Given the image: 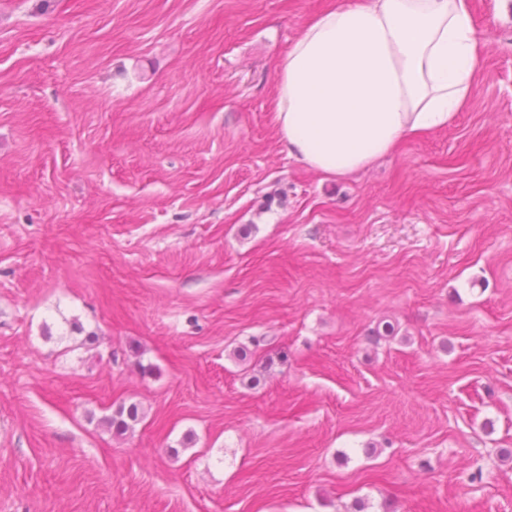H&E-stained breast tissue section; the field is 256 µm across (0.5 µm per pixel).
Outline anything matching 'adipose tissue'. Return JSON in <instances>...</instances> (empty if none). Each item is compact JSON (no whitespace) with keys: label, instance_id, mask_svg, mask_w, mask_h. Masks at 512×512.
I'll return each instance as SVG.
<instances>
[{"label":"adipose tissue","instance_id":"ef3b65f1","mask_svg":"<svg viewBox=\"0 0 512 512\" xmlns=\"http://www.w3.org/2000/svg\"><path fill=\"white\" fill-rule=\"evenodd\" d=\"M488 44L470 0H344L307 21L276 64L274 123L289 156L343 177L404 135L447 126Z\"/></svg>","mask_w":512,"mask_h":512}]
</instances>
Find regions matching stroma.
Masks as SVG:
<instances>
[{
	"instance_id": "35a3bbf8",
	"label": "stroma",
	"mask_w": 512,
	"mask_h": 512,
	"mask_svg": "<svg viewBox=\"0 0 512 512\" xmlns=\"http://www.w3.org/2000/svg\"><path fill=\"white\" fill-rule=\"evenodd\" d=\"M339 2L0 0V512H512V0L327 178L275 67ZM141 415L142 410L139 405L130 404L126 406L121 404L105 421L115 433L122 435L133 428L134 423L139 421Z\"/></svg>"
}]
</instances>
